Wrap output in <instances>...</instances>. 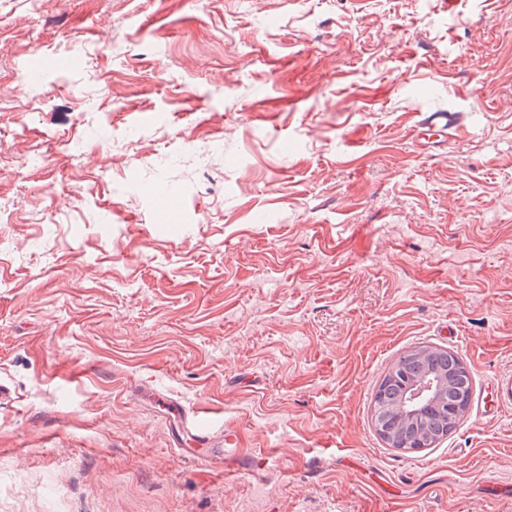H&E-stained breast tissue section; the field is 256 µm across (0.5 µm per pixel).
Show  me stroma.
<instances>
[{
  "label": "stroma",
  "instance_id": "stroma-1",
  "mask_svg": "<svg viewBox=\"0 0 512 512\" xmlns=\"http://www.w3.org/2000/svg\"><path fill=\"white\" fill-rule=\"evenodd\" d=\"M0 202V512H512V0H0ZM418 348L475 387L413 454ZM462 357L454 350L419 348L401 354L389 372L380 381L374 394L373 421L377 434L383 440L392 441L393 448L405 452L404 448H432L456 429L466 414L473 395V379L470 372L463 375ZM429 371V377H440L446 381L440 401H448V417L445 408L425 413L422 417H405L400 406L408 387L417 374ZM466 396L462 402L460 395ZM451 420L454 423L451 424ZM492 395L495 411L490 413L487 410L481 411L482 418L492 419L497 414L512 407V372L498 374L492 382ZM187 433L193 441L204 448L200 457L204 461L223 463L231 459H240L242 448L240 447L239 435L225 430L219 436H213L209 431L203 428V425H190Z\"/></svg>",
  "mask_w": 512,
  "mask_h": 512
}]
</instances>
